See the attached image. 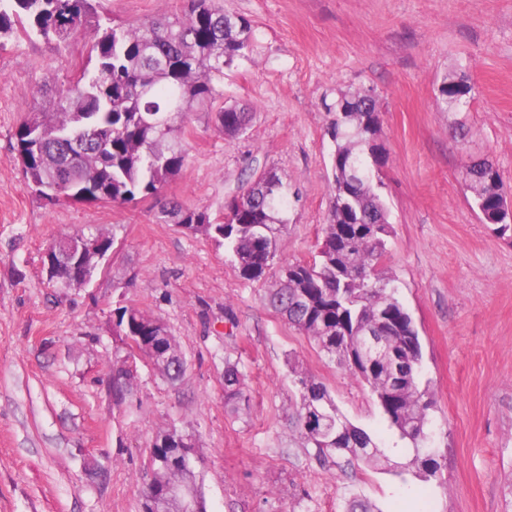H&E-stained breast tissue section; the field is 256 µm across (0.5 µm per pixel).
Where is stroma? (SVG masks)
<instances>
[{
    "mask_svg": "<svg viewBox=\"0 0 512 512\" xmlns=\"http://www.w3.org/2000/svg\"><path fill=\"white\" fill-rule=\"evenodd\" d=\"M250 21L247 56L224 71L222 98L189 113L181 172L161 190L223 220L224 203L275 171L295 192L288 232L267 272L311 260L332 206L322 100L373 89L385 159L380 193L392 234L382 270L411 314L421 379L434 404L427 447L440 468L396 476L406 444L367 388L271 309L227 250L164 222L151 201L53 205L23 178L14 132L35 98L88 66L90 35L54 50L23 38L0 49V512H142L151 440L177 427L195 440L207 512H345L352 497L378 512H512V228L482 223L465 178L491 159L512 189V0H221ZM182 0H104L136 24ZM464 67L472 92L437 107L445 75ZM248 105L229 137L217 108ZM103 231L115 241L92 280L65 288L44 265L49 244ZM160 318L187 372L176 384L138 363L122 402L112 368L127 347L117 308ZM245 374L248 406L224 407V361ZM299 365L340 412L373 435L386 461L319 458L295 435Z\"/></svg>",
    "mask_w": 512,
    "mask_h": 512,
    "instance_id": "1",
    "label": "stroma"
}]
</instances>
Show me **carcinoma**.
I'll return each mask as SVG.
<instances>
[{
  "label": "carcinoma",
  "mask_w": 512,
  "mask_h": 512,
  "mask_svg": "<svg viewBox=\"0 0 512 512\" xmlns=\"http://www.w3.org/2000/svg\"><path fill=\"white\" fill-rule=\"evenodd\" d=\"M91 24L92 68L59 90L50 109L30 112L14 132L28 186L40 197L47 186L64 192L77 183L103 192L108 202L153 199L160 217L188 232H205L230 252L243 279L264 282L288 227L282 181L268 191L247 183L232 197L234 204L224 205L220 222L204 210L160 198L163 185L186 162L182 140L188 112L219 95L224 68L245 56L254 39L250 22L224 13L219 0H185L179 13L127 26L101 21L99 0H0V48L5 40L23 36L58 49ZM450 85L472 90L462 69L443 81L438 105L444 112L460 107ZM345 104L349 109L330 126L334 202L317 255L310 263L283 266L267 300L370 388L389 427L411 445L398 473L433 476L436 453L423 446L432 401L428 389L420 387L421 353L406 340L414 335V321L380 273L390 224L379 184L371 177L370 155L377 146L368 124L380 119L379 102L359 90H338L326 110L337 114ZM249 121V113L235 106L215 112V125L227 136L243 133ZM491 173L497 169L488 160L465 170L474 204L489 219L496 209L487 180ZM161 330L168 331L164 322L135 307L118 308L113 324L114 335L166 363L160 374L176 382L186 371L175 367L176 346L159 335ZM295 374L300 447L350 464L384 455L370 433L338 414L323 383L303 369ZM132 377L127 360L113 364L115 401L122 400ZM244 399L243 374L226 359L224 407L236 413ZM191 447L186 435L156 433L151 455L164 468L143 489L142 512L167 501L168 487L188 477L183 459Z\"/></svg>",
  "instance_id": "1"
}]
</instances>
